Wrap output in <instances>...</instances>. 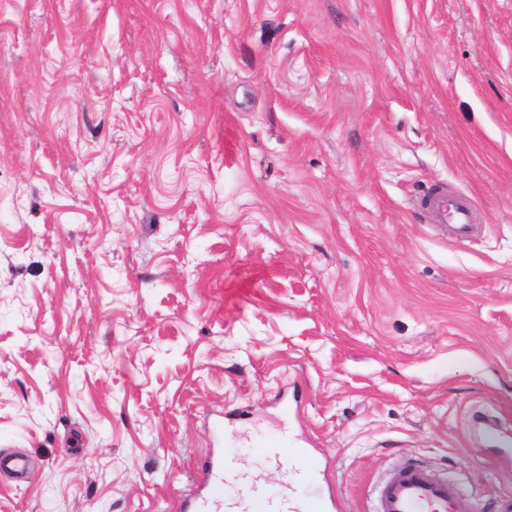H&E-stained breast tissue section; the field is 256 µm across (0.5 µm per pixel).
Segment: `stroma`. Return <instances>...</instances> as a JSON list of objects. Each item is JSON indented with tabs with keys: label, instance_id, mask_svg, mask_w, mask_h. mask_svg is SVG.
<instances>
[{
	"label": "stroma",
	"instance_id": "35a3bbf8",
	"mask_svg": "<svg viewBox=\"0 0 512 512\" xmlns=\"http://www.w3.org/2000/svg\"><path fill=\"white\" fill-rule=\"evenodd\" d=\"M218 417L512 500V0H0V512H179ZM419 205L435 224H450L457 239L465 240L469 237L476 219V209L468 196L460 195L456 200L448 202L443 190L432 189L420 198Z\"/></svg>",
	"mask_w": 512,
	"mask_h": 512
}]
</instances>
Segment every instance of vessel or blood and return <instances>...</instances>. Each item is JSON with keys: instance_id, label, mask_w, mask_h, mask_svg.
I'll list each match as a JSON object with an SVG mask.
<instances>
[{"instance_id": "1", "label": "vessel or blood", "mask_w": 512, "mask_h": 512, "mask_svg": "<svg viewBox=\"0 0 512 512\" xmlns=\"http://www.w3.org/2000/svg\"><path fill=\"white\" fill-rule=\"evenodd\" d=\"M419 205L437 224L450 225L457 239H467L476 219L472 200L465 195L448 200L444 191L435 189L419 200ZM270 467L283 474L278 492H270L264 479L246 475L237 468L233 456L217 453L202 467L199 493L183 501L181 512H335L334 493L308 499L295 490L294 476L307 449L296 437L282 434L264 446ZM460 488L428 468L407 463L391 470L379 482L370 512H461Z\"/></svg>"}]
</instances>
